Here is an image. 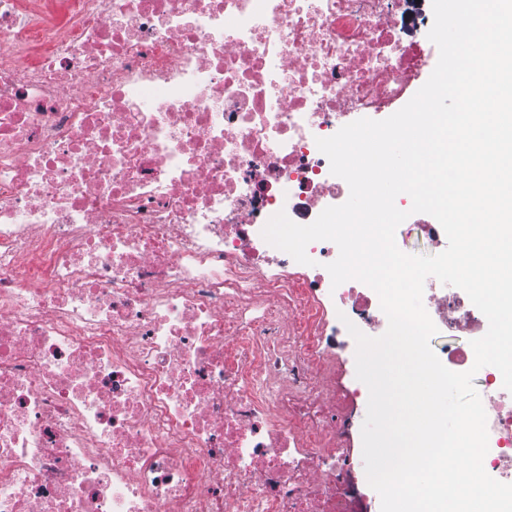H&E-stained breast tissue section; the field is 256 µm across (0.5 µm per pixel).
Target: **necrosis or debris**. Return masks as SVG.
Listing matches in <instances>:
<instances>
[{"instance_id": "1", "label": "necrosis or debris", "mask_w": 512, "mask_h": 512, "mask_svg": "<svg viewBox=\"0 0 512 512\" xmlns=\"http://www.w3.org/2000/svg\"><path fill=\"white\" fill-rule=\"evenodd\" d=\"M398 0H0V512H353L315 383L371 297L265 241L412 97ZM445 340L486 332L430 287ZM488 468L512 480V394Z\"/></svg>"}]
</instances>
